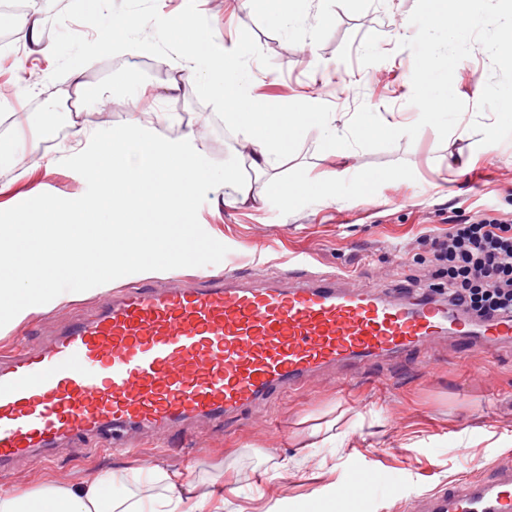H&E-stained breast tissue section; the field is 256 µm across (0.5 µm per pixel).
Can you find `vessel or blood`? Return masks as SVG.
Returning <instances> with one entry per match:
<instances>
[{
	"label": "vessel or blood",
	"instance_id": "obj_1",
	"mask_svg": "<svg viewBox=\"0 0 512 512\" xmlns=\"http://www.w3.org/2000/svg\"><path fill=\"white\" fill-rule=\"evenodd\" d=\"M494 357L512 344V315L483 319L423 292L409 296L305 269L132 288L77 315L46 344L0 355V471L52 462L63 444L119 448L126 431H182L223 422L303 391L326 369L353 376L367 362L427 365L437 342ZM373 471L340 487L371 499ZM413 512H512V463L417 498Z\"/></svg>",
	"mask_w": 512,
	"mask_h": 512
}]
</instances>
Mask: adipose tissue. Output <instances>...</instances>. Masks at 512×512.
<instances>
[{"instance_id":"1","label":"adipose tissue","mask_w":512,"mask_h":512,"mask_svg":"<svg viewBox=\"0 0 512 512\" xmlns=\"http://www.w3.org/2000/svg\"><path fill=\"white\" fill-rule=\"evenodd\" d=\"M183 44L184 62L178 67L177 79L166 85V96L179 91L181 79L202 77L214 98L233 100L235 109L225 113L224 122L242 135L249 147L248 176H241L234 167L224 171L225 205L253 202V182L257 179L265 180L284 200L304 197L307 183L281 180L278 168L293 155L295 140L304 130L323 132L325 147L336 150L340 139L335 113L321 111L318 101L309 96L282 105L258 103L250 92L240 49L212 45L206 30L198 25H185ZM165 480L167 494L151 506L129 497L112 499L107 492L112 477L106 474L90 481L49 484L23 495L1 493L0 512H222L212 501L189 495L181 473H166Z\"/></svg>"}]
</instances>
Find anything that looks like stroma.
Here are the masks:
<instances>
[{"label":"stroma","instance_id":"35a3bbf8","mask_svg":"<svg viewBox=\"0 0 512 512\" xmlns=\"http://www.w3.org/2000/svg\"><path fill=\"white\" fill-rule=\"evenodd\" d=\"M416 0H304L306 19L290 29L271 24L260 11L245 12L238 0H52L42 30L56 48L53 57L33 53L24 35L17 49L0 51V88L11 91L15 119L25 120L40 140L52 138L71 89L81 73L94 85L115 71V59L92 52L95 35L81 34L78 22L90 16L96 28L113 16L142 18L134 37L152 41L160 57L178 59L186 23L205 28L218 44L240 42L252 93L262 102L309 95L344 127L360 105H367L394 127L414 123L410 105L413 56L399 48L414 33L408 18ZM491 62L474 47L454 73L453 88L466 104L456 128L439 140L423 128L415 140L401 138L390 148L340 149L326 153L317 132L301 133L295 153L283 166L288 179L309 184L307 195L285 202L264 183L254 208L224 206L223 188L207 194L198 217L203 229L229 252L210 273L234 271L251 280L269 275L288 279L298 259L309 258L318 271L343 272L354 285L440 288L446 278L429 273L430 259L417 236L443 233L479 213L512 216V139L482 150L471 131L477 113L474 84H486ZM148 111L163 108L193 119L197 142L210 160L222 162L246 151L241 136L224 124L225 106L204 80L182 83L175 97L156 104L143 96ZM16 134L0 133V210L42 193L65 199L82 196L86 182L59 163L24 161ZM336 175V197L325 199L320 182ZM376 174L371 204L361 200L366 174ZM187 269L143 277L131 274L90 290L66 293L63 302L32 307L23 320L0 327V350L32 347L81 308L107 298L111 290L143 284L183 285ZM432 367L374 362L361 365L359 379L344 383L336 371L316 376L304 393L281 395L223 427L196 426L180 439L166 430L132 435L133 452H90L73 448L54 463L18 464L0 477L1 492H24L48 482L113 474L112 495L136 493L150 499L161 485H133V471H180L195 494L224 495L223 512H403L413 498L453 484L472 466L491 470L512 462V347L490 360L477 352L459 354L455 345L432 348ZM369 467L393 486L373 501L334 505L335 489Z\"/></svg>","mask_w":512,"mask_h":512}]
</instances>
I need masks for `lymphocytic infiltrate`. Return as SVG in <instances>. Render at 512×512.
Here are the masks:
<instances>
[{
	"label": "lymphocytic infiltrate",
	"instance_id": "obj_1",
	"mask_svg": "<svg viewBox=\"0 0 512 512\" xmlns=\"http://www.w3.org/2000/svg\"><path fill=\"white\" fill-rule=\"evenodd\" d=\"M420 243L445 271L454 305L478 317L512 314V218L480 215Z\"/></svg>",
	"mask_w": 512,
	"mask_h": 512
}]
</instances>
